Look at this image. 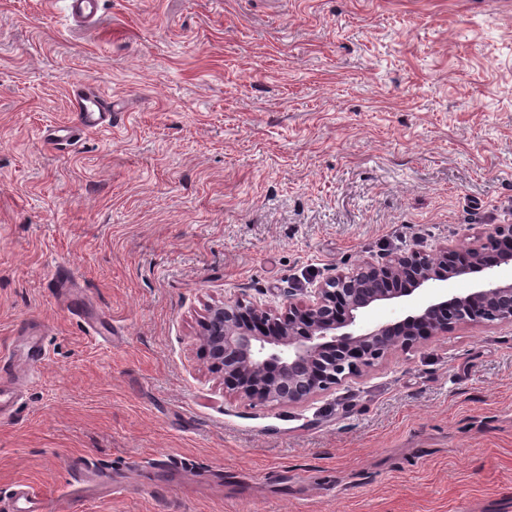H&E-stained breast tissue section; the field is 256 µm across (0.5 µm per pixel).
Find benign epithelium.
<instances>
[{
	"mask_svg": "<svg viewBox=\"0 0 512 512\" xmlns=\"http://www.w3.org/2000/svg\"><path fill=\"white\" fill-rule=\"evenodd\" d=\"M496 259L485 261L488 250ZM477 275L459 294L457 280ZM405 298L414 313L364 321ZM512 324V224H494L485 240L411 250L364 261L330 277L298 302L275 309L225 300L198 322L202 350L224 387L256 404L291 405L342 383L388 353L440 336L459 324Z\"/></svg>",
	"mask_w": 512,
	"mask_h": 512,
	"instance_id": "obj_1",
	"label": "benign epithelium"
}]
</instances>
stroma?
I'll return each mask as SVG.
<instances>
[{"label":"stroma","instance_id":"35a3bbf8","mask_svg":"<svg viewBox=\"0 0 512 512\" xmlns=\"http://www.w3.org/2000/svg\"><path fill=\"white\" fill-rule=\"evenodd\" d=\"M118 100L79 122L75 87ZM512 224V0H0V512H512V326L254 404L205 306ZM85 307L74 316L72 292ZM39 339L46 355L28 353ZM68 11L71 17L83 22L86 26L94 25L98 21L97 13L99 0H67ZM73 104L79 115L77 126L59 127L56 137L69 141L85 131L99 129L110 124L112 120V97H104L90 87H81L74 91ZM61 133V134H58ZM37 497L30 487L19 484L12 490L11 512H43L37 507Z\"/></svg>","mask_w":512,"mask_h":512}]
</instances>
